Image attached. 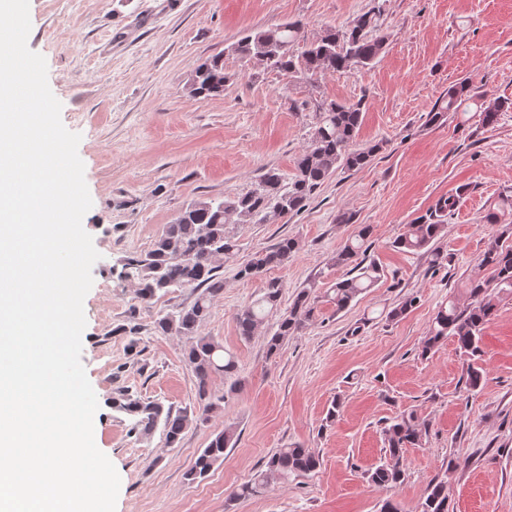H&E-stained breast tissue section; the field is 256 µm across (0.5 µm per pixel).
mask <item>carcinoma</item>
I'll return each instance as SVG.
<instances>
[{"label":"carcinoma","mask_w":512,"mask_h":512,"mask_svg":"<svg viewBox=\"0 0 512 512\" xmlns=\"http://www.w3.org/2000/svg\"><path fill=\"white\" fill-rule=\"evenodd\" d=\"M378 18L371 9L346 26L329 27L320 38L308 42L301 21H291L275 29L257 30L241 37L227 51L250 60L266 58L267 68L314 84L328 72H349L371 67L383 52L387 37L378 33ZM231 76L224 72L223 55L218 54L199 65L189 83L193 96L224 95V86ZM469 99V87L464 81L448 89L446 105L428 113L431 124L443 120L445 113L454 112ZM512 108L507 101L491 100L481 110L482 123L491 126L502 112ZM363 100L337 102L320 100L315 106L310 126L309 142L295 160V171L287 176L275 168L267 170L258 187L241 195L226 196L221 201L202 199L191 203L172 224L165 226L152 248L129 257L123 264L125 279L139 285L138 298L150 301L180 288L201 289L193 304L174 314L165 313L155 320V329L164 335L181 336L190 341L185 352L198 381V398L202 414L220 408L225 396H217L209 388L212 376L224 375L230 381L228 392L236 390L237 363L224 346L202 334L215 297L224 290V277L214 260L232 252L236 244L228 224H264L267 215L298 213L314 190L337 169H359L370 162L381 145L360 147L356 138L362 123ZM459 194L441 197L429 213L405 226L392 247L412 254L425 252L434 266L448 261L438 246L445 219L458 204ZM369 229L359 231L358 238L345 244L333 258V265L346 269L341 278L326 291L328 301L336 310L347 308L363 292L375 287L383 269L367 259L365 241ZM512 221L502 224V231L488 239L480 264L490 271L486 279L474 280L467 288L468 303L464 306L450 301L438 308L422 342L421 355L426 356L442 341L453 337L460 352L468 357L465 368L466 385L475 390L483 380V370L473 360L482 352L481 342L486 325L495 314L501 294H512ZM295 241L282 239L272 250L255 253L237 275L258 276L272 266L285 265L294 256ZM286 285L278 278L265 281L261 295L239 309L235 316L239 336L251 339L266 316L278 311ZM313 313L311 290L299 291L292 305L281 313L277 329L268 339V352H277L288 335L302 330ZM120 409L134 418L132 430L148 436L162 426L166 442L175 444L188 424V417L174 413L155 401L126 397ZM235 435L233 426L214 434L203 452L188 471L195 480L204 476L211 466L224 457ZM386 458L368 474L371 483L384 488L399 484L404 476L403 452L422 445L423 429L412 411H403L384 428ZM319 459L307 448H280L271 454L262 468L232 498L260 494L269 486L286 483L300 474L314 472ZM421 512H448L447 482L440 479L430 488L421 504Z\"/></svg>","instance_id":"carcinoma-1"}]
</instances>
